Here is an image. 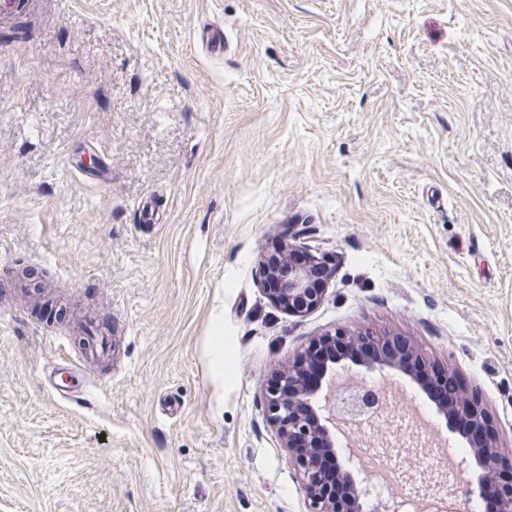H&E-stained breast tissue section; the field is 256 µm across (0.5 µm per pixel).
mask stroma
I'll return each mask as SVG.
<instances>
[{"label":"stroma","instance_id":"1","mask_svg":"<svg viewBox=\"0 0 512 512\" xmlns=\"http://www.w3.org/2000/svg\"><path fill=\"white\" fill-rule=\"evenodd\" d=\"M24 2L0 17V512H309L262 390L337 329L409 342L512 459V0ZM285 235L332 270L302 314L260 282ZM84 311L114 349L63 400L45 373ZM198 39L210 56L217 58L224 55V32L221 28L204 27L200 30ZM214 336L210 348V364L213 380L218 389L224 392V386L234 382V348L224 341V318L217 314L213 318Z\"/></svg>","mask_w":512,"mask_h":512}]
</instances>
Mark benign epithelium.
Segmentation results:
<instances>
[{
  "instance_id": "obj_1",
  "label": "benign epithelium",
  "mask_w": 512,
  "mask_h": 512,
  "mask_svg": "<svg viewBox=\"0 0 512 512\" xmlns=\"http://www.w3.org/2000/svg\"><path fill=\"white\" fill-rule=\"evenodd\" d=\"M295 251L283 235L275 255H266L259 261L261 281L269 297L277 305L293 314L314 309L322 300L324 288L314 287V274L320 270L324 280L332 271L315 258L295 265L288 256ZM352 342L380 351L373 357L342 354L331 356L321 370V381L308 386L302 383L300 365L276 371L264 387L265 411L276 430L281 447L288 452V461L302 475L313 512H399L396 498L373 499L366 492L367 481L355 478L342 449L336 447V423H360L370 416V406L360 390L340 394L330 380L340 372L350 370V365L365 368L368 372L384 373L397 370L409 374L407 365L424 359L411 345L395 336L365 330L357 334L344 331L327 333L314 340L310 347L323 344ZM438 414L445 419L448 430L465 437L471 448L464 459L471 471L467 483V496L473 502L496 498L498 512H512V464L501 460L497 439L489 421L475 398L455 395L436 401ZM323 437L324 447L336 461V479L344 481L351 489L348 499L340 501L329 484L325 483L310 462V443L315 436ZM431 499L453 502L455 484L447 477L435 482Z\"/></svg>"
}]
</instances>
